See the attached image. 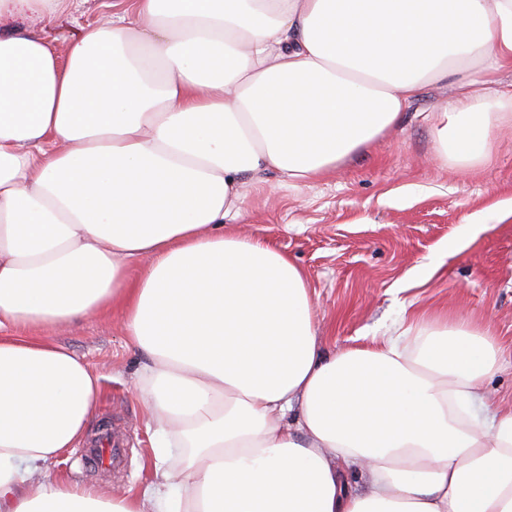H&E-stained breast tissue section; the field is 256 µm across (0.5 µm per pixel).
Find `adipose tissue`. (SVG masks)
<instances>
[{"label": "adipose tissue", "mask_w": 512, "mask_h": 512, "mask_svg": "<svg viewBox=\"0 0 512 512\" xmlns=\"http://www.w3.org/2000/svg\"><path fill=\"white\" fill-rule=\"evenodd\" d=\"M0 0V512H512V412L485 391L489 335L401 318L323 355L302 270L225 230L243 189L304 183L462 81L431 135L466 167L512 125V0ZM117 312L154 479L59 480L100 393L45 338ZM363 481L361 489L352 478ZM117 2L116 0H88L78 1L79 11L75 14L76 22L73 19H63L57 26L54 33L59 38L57 44L60 51L63 52L66 49L67 41L71 34L78 29L76 24L87 23H103L112 18V3Z\"/></svg>", "instance_id": "obj_1"}]
</instances>
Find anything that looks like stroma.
Listing matches in <instances>:
<instances>
[{
    "instance_id": "35a3bbf8",
    "label": "stroma",
    "mask_w": 512,
    "mask_h": 512,
    "mask_svg": "<svg viewBox=\"0 0 512 512\" xmlns=\"http://www.w3.org/2000/svg\"><path fill=\"white\" fill-rule=\"evenodd\" d=\"M113 0H81L62 20L59 47L78 25L112 17ZM453 81L426 85L393 133L336 170L293 185L269 176L248 186L240 222L304 272L324 353L376 343L405 314L434 311L493 336L501 367L485 380L496 404L512 409V128L487 158L461 168L444 161L430 135L432 114L454 94ZM38 336L81 357L101 377L102 395L87 430L111 421L119 462L103 473L82 463L87 445L58 466L71 482L115 490L150 479V431L132 377L144 358L109 313Z\"/></svg>"
}]
</instances>
